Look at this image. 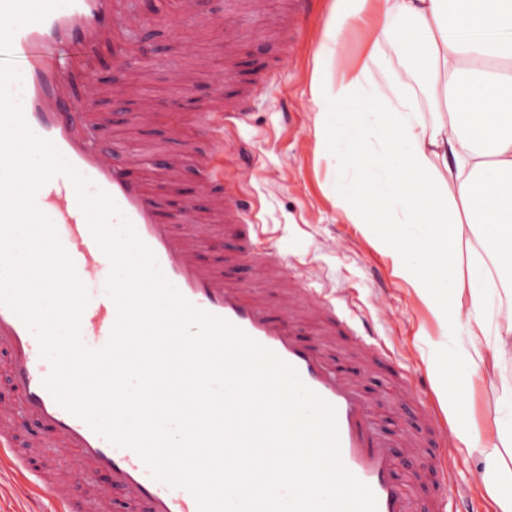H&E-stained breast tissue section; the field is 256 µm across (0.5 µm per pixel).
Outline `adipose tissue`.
Returning a JSON list of instances; mask_svg holds the SVG:
<instances>
[{
    "mask_svg": "<svg viewBox=\"0 0 512 512\" xmlns=\"http://www.w3.org/2000/svg\"><path fill=\"white\" fill-rule=\"evenodd\" d=\"M368 22L370 48L341 67L344 34ZM313 61L312 135L335 151L337 210L393 247L435 316L466 310L467 373L500 372L512 313L488 323L486 281L512 298V0H334ZM483 480L512 512V422Z\"/></svg>",
    "mask_w": 512,
    "mask_h": 512,
    "instance_id": "adipose-tissue-1",
    "label": "adipose tissue"
}]
</instances>
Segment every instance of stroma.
Returning <instances> with one entry per match:
<instances>
[{
  "label": "stroma",
  "instance_id": "stroma-1",
  "mask_svg": "<svg viewBox=\"0 0 512 512\" xmlns=\"http://www.w3.org/2000/svg\"><path fill=\"white\" fill-rule=\"evenodd\" d=\"M331 6L332 0H306L296 17L288 0H263L258 11L251 0H201L179 12L164 0L146 23L156 50L143 60L145 97L124 102L116 114L112 98L101 96L102 111L113 114L102 137L115 165L143 146L162 154L209 149L192 116L216 97L235 98L237 85L216 88L211 72L232 67L240 82L256 84L244 120L224 126L219 155L225 189L249 207L245 238L268 244L282 259L286 275L303 278L306 287L335 290L347 320L367 328L411 363L416 392L404 396L394 384V363L366 366L348 349L347 336L336 339V363L358 381L381 431L394 440L405 430L420 433L419 411L426 406L435 409L440 429L455 426L472 434L471 449L424 448L412 455L411 466L398 473L407 492L422 500L427 477L443 473L467 492L456 512H498L482 474L486 454L497 441V419H512V407L497 404L499 378L478 373L465 391L457 390L465 316L436 320L396 276L391 254L371 248L358 226L344 221L330 201L336 174L326 157L315 154L310 79L316 40ZM186 67L198 68L200 75L192 87L181 89L173 74ZM185 97L189 105L172 111V103ZM245 153L251 174L244 179L240 158ZM243 240L226 235L218 224L212 233L199 235L197 245L205 259L224 260L227 282L275 298L260 271L232 262ZM445 399L460 403L455 417L442 408Z\"/></svg>",
  "mask_w": 512,
  "mask_h": 512
}]
</instances>
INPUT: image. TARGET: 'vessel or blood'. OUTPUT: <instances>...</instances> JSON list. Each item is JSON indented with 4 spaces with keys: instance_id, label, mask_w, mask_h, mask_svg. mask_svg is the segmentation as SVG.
I'll return each mask as SVG.
<instances>
[{
    "instance_id": "b4317fda",
    "label": "vessel or blood",
    "mask_w": 512,
    "mask_h": 512,
    "mask_svg": "<svg viewBox=\"0 0 512 512\" xmlns=\"http://www.w3.org/2000/svg\"><path fill=\"white\" fill-rule=\"evenodd\" d=\"M148 10V0H73L43 22L20 28L13 39L12 56L21 64L22 111L27 124L37 135L51 140L94 188L113 197L155 253L165 276L186 299L273 350L296 369L309 389L335 407L342 461L371 488L377 512H415L413 498L394 477L389 443L377 433L371 406L356 380L340 373L328 352L296 340L299 308L304 302L311 308V321L320 324L322 335H335L338 327L346 325L335 299L312 294L307 288L300 292L282 288L283 268L267 256L263 265L268 278L280 289L279 302L267 303L262 296L225 283L223 265L203 260L194 240L177 232L180 224L193 225L198 232L210 230L218 215L228 224L246 221L244 201L224 190L215 153L198 159L199 190L209 196V206L186 205L174 219L163 217L143 176L158 167L170 180H178L182 156L170 154L155 162L137 155L121 167L103 161L98 133L109 125L111 115L89 105L87 85L95 75L99 51L108 48L114 64L130 69L128 82L112 86L111 97L140 94L144 75L134 63L142 49L131 33L145 21ZM36 204L51 213L82 282L89 285L108 277L110 263L89 230L71 181L55 176L38 191ZM116 316L107 294L91 293L81 318L84 344L92 349L103 347ZM353 337L365 362H376L387 352L376 338L359 331ZM0 367L8 373L18 396L16 403L0 404V470L9 473L24 494L28 512H85L84 504L71 497L69 483L46 487L40 471L30 468L22 453L26 447L56 444L73 450L71 469L108 475V488L99 494L102 505H109V496L115 493L136 512H198L187 490L156 481L134 451L113 446L56 403L42 384L50 365L41 358L36 337L3 306Z\"/></svg>"
}]
</instances>
